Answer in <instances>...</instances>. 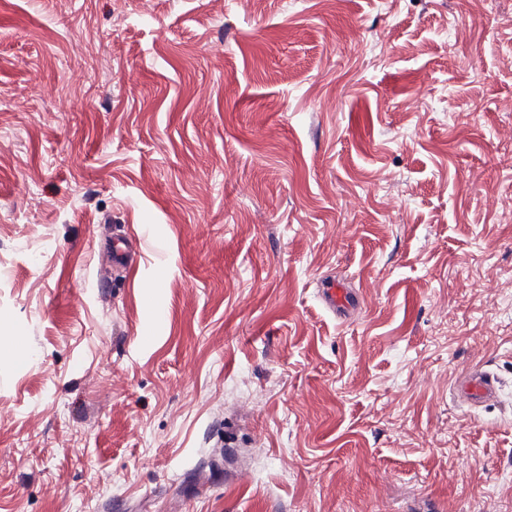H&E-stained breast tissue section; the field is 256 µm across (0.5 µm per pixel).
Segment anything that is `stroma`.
Here are the masks:
<instances>
[{
    "label": "stroma",
    "instance_id": "35a3bbf8",
    "mask_svg": "<svg viewBox=\"0 0 512 512\" xmlns=\"http://www.w3.org/2000/svg\"><path fill=\"white\" fill-rule=\"evenodd\" d=\"M511 200L512 0H0V512H512ZM318 299L326 311L343 322L348 321L363 306V297L358 290L343 280L333 278L320 282ZM451 391L458 403L477 407L498 397L499 381L491 372L475 366L456 380Z\"/></svg>",
    "mask_w": 512,
    "mask_h": 512
}]
</instances>
